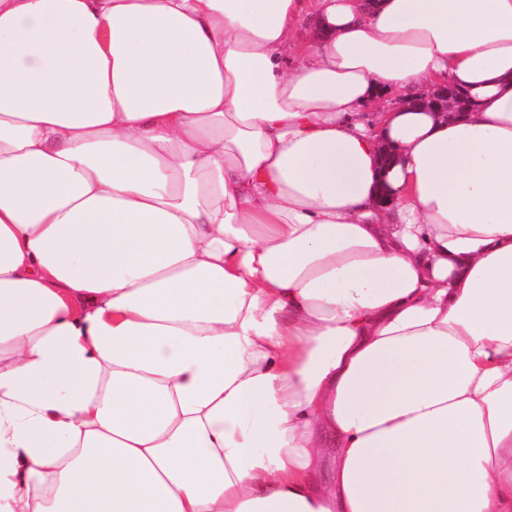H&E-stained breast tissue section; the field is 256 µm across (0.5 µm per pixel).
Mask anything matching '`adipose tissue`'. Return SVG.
<instances>
[{
    "label": "adipose tissue",
    "mask_w": 512,
    "mask_h": 512,
    "mask_svg": "<svg viewBox=\"0 0 512 512\" xmlns=\"http://www.w3.org/2000/svg\"><path fill=\"white\" fill-rule=\"evenodd\" d=\"M0 512H512V0H0Z\"/></svg>",
    "instance_id": "adipose-tissue-1"
}]
</instances>
